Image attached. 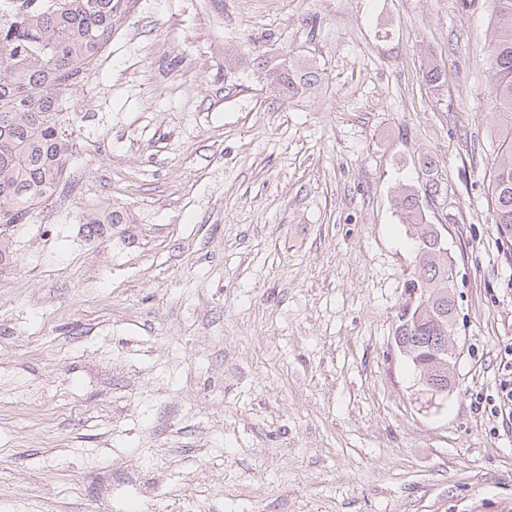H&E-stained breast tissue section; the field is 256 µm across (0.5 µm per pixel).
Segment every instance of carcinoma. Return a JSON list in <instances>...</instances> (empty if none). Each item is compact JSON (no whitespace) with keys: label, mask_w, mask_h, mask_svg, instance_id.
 Listing matches in <instances>:
<instances>
[{"label":"carcinoma","mask_w":512,"mask_h":512,"mask_svg":"<svg viewBox=\"0 0 512 512\" xmlns=\"http://www.w3.org/2000/svg\"><path fill=\"white\" fill-rule=\"evenodd\" d=\"M130 0H11L12 22L0 27V227L23 224L56 194L69 171L68 136L75 113L63 95L79 85L112 37ZM489 82L501 145L492 163L491 223L506 259L512 258V0H494L488 46ZM263 79L286 103L316 97L323 72L316 61L295 55L258 63ZM428 89L440 93L445 69L424 66ZM435 182L406 185L394 199L415 248L414 276L407 288L417 302L401 309L394 335L402 337L405 360L420 376L426 344L448 340L456 327V264L435 225L428 223L422 196ZM91 231L101 224H131L121 208L88 212Z\"/></svg>","instance_id":"cac0c4a2"}]
</instances>
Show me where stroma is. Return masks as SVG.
<instances>
[{
	"label": "stroma",
	"mask_w": 512,
	"mask_h": 512,
	"mask_svg": "<svg viewBox=\"0 0 512 512\" xmlns=\"http://www.w3.org/2000/svg\"><path fill=\"white\" fill-rule=\"evenodd\" d=\"M492 27L491 0H133L68 94L70 188L0 233V512H512V409L479 406L512 368ZM289 52L315 99L258 71ZM430 178L441 404L393 341V199ZM262 78L276 89L282 102L316 97L323 83V72L314 59L288 54L278 60L265 58L258 63ZM84 224H89L87 227L90 231H97L99 224H129L132 219L126 210L121 208H112L106 212H88L84 216ZM447 347V344L445 343V346H444V343H443V346H442V342H437V344L435 345H432V342H431V351L432 353H434L436 355V357L438 358L445 350V348ZM447 355H444V359L446 361V364H445V367H444V378H442L443 380V385L445 388H447V391L446 389L439 383V382H436V381H430V394L433 395L434 398H439V397H444L446 396L445 393L447 392L448 394V388L451 386V382H452V370L454 369L455 365H456V361H457V351L455 349V346L453 343H450L447 347ZM448 369H451V374L448 376Z\"/></svg>",
	"instance_id": "obj_1"
}]
</instances>
